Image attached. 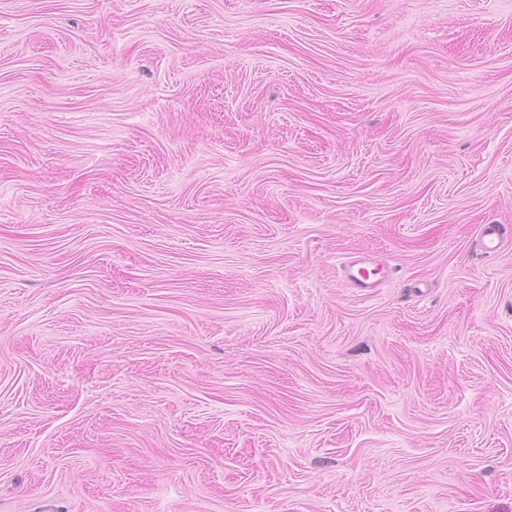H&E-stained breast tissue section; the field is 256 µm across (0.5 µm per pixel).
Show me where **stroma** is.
<instances>
[{"label":"stroma","instance_id":"35a3bbf8","mask_svg":"<svg viewBox=\"0 0 512 512\" xmlns=\"http://www.w3.org/2000/svg\"><path fill=\"white\" fill-rule=\"evenodd\" d=\"M484 224L512 0H0V512H512ZM365 260H358L352 262L346 269V280L353 287L358 288L362 292L371 293L383 283L388 276V271L384 272L382 278L377 279L370 276L369 270L366 267Z\"/></svg>","mask_w":512,"mask_h":512}]
</instances>
